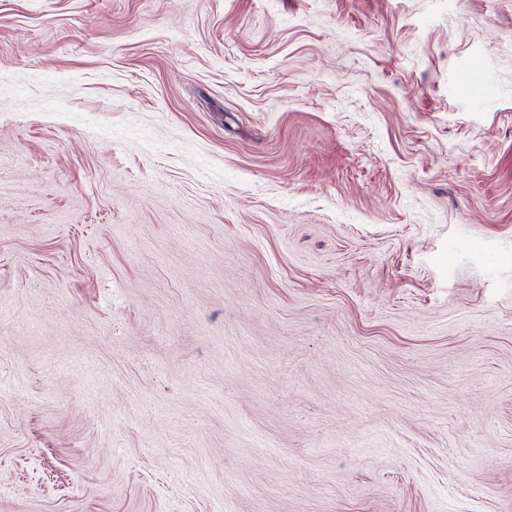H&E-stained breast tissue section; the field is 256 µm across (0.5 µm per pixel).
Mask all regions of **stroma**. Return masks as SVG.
<instances>
[{
	"label": "stroma",
	"mask_w": 512,
	"mask_h": 512,
	"mask_svg": "<svg viewBox=\"0 0 512 512\" xmlns=\"http://www.w3.org/2000/svg\"><path fill=\"white\" fill-rule=\"evenodd\" d=\"M0 512H512V0H0Z\"/></svg>",
	"instance_id": "35a3bbf8"
}]
</instances>
